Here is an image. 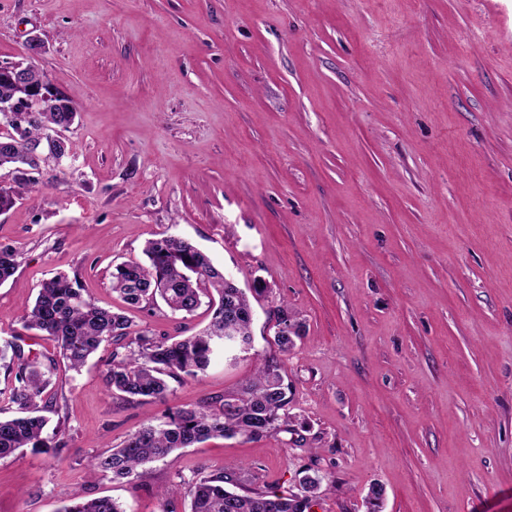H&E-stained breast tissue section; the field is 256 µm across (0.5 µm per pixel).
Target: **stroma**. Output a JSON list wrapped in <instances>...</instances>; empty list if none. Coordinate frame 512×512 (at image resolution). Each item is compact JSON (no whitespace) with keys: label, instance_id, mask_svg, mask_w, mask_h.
Here are the masks:
<instances>
[{"label":"stroma","instance_id":"stroma-1","mask_svg":"<svg viewBox=\"0 0 512 512\" xmlns=\"http://www.w3.org/2000/svg\"><path fill=\"white\" fill-rule=\"evenodd\" d=\"M41 51L30 55V39ZM33 60L72 101L68 155L0 212L20 256L0 284V343L23 330L42 279L78 277L101 306L179 339L208 306L126 308L116 265L184 237L253 299L252 350L122 405L58 363L68 448L0 461V512H60L73 492L124 512H190L198 470L250 489L331 481L312 512H512V0H0V62ZM283 359L285 434L215 439L129 481L87 478L171 407L235 391L254 354ZM178 494L163 501L161 490Z\"/></svg>","mask_w":512,"mask_h":512}]
</instances>
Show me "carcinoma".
<instances>
[{"label": "carcinoma", "mask_w": 512, "mask_h": 512, "mask_svg": "<svg viewBox=\"0 0 512 512\" xmlns=\"http://www.w3.org/2000/svg\"><path fill=\"white\" fill-rule=\"evenodd\" d=\"M76 110L66 97H58L42 112H15L6 130H0V169L14 174L13 184L0 186V211L10 210L23 192L38 179L25 175L40 169L52 151L32 149L60 127L74 124ZM148 262L129 260L112 274V291L130 306H149L162 299L174 315L192 314L203 299L213 308L210 325L182 340L158 338L149 329L134 330L120 313L98 306L84 293L78 278L63 274L41 282L33 306L21 317L22 327L36 330L57 342L59 356L68 367L80 370L105 342L114 345L104 382L124 403L163 399L171 392L169 381L198 379L220 353L246 350L251 345L252 308L246 293L218 270L207 254L186 239L165 236L147 241ZM18 250L0 244V284L18 266ZM288 329L276 336L281 351L295 346L299 336L288 316L278 317ZM0 368L14 376L8 407L0 408V460L23 448H46L44 437L52 411L56 363H43L25 354L14 342L0 345ZM292 386L281 359L264 357L237 391L213 405L172 409L166 420L146 424L130 433L118 448L93 456L89 473L113 480L125 479L148 463L172 456L181 448L209 439L237 435L258 439L290 432L294 418L288 412ZM242 477L235 472L198 473L192 482L191 512H310L321 492L322 479L305 474L291 487L269 495L263 491L238 492ZM59 512H124L110 498L86 499L72 495Z\"/></svg>", "instance_id": "cac0c4a2"}]
</instances>
